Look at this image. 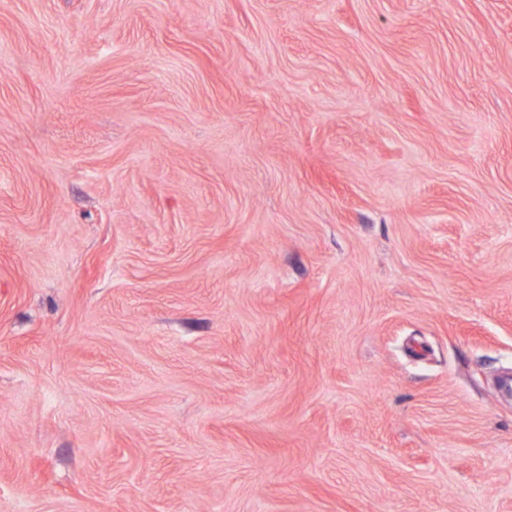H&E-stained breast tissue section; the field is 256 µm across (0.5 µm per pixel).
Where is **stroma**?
Instances as JSON below:
<instances>
[{
    "label": "stroma",
    "instance_id": "obj_1",
    "mask_svg": "<svg viewBox=\"0 0 512 512\" xmlns=\"http://www.w3.org/2000/svg\"><path fill=\"white\" fill-rule=\"evenodd\" d=\"M512 0H0V512H512Z\"/></svg>",
    "mask_w": 512,
    "mask_h": 512
}]
</instances>
